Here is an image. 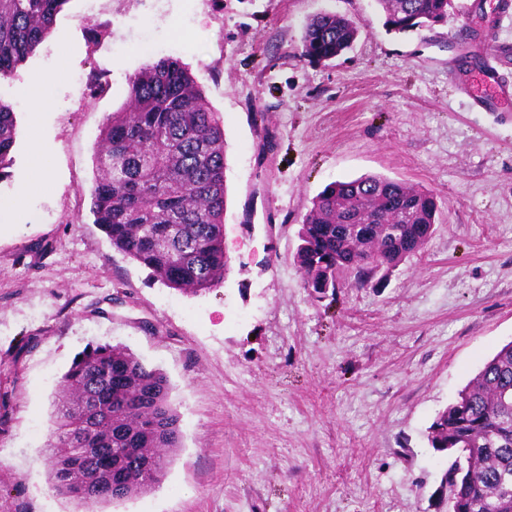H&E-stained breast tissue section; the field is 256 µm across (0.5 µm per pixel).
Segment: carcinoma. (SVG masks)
Wrapping results in <instances>:
<instances>
[{
    "label": "carcinoma",
    "instance_id": "obj_1",
    "mask_svg": "<svg viewBox=\"0 0 512 512\" xmlns=\"http://www.w3.org/2000/svg\"><path fill=\"white\" fill-rule=\"evenodd\" d=\"M68 0H0V78L54 30ZM390 31L448 21L453 0H377ZM357 24L314 16L304 56L329 61L356 41ZM125 105L107 118L95 150L91 213L112 246L166 286L192 294L219 288L224 247V129L188 68L148 60L127 78ZM17 113L0 100V173L12 163ZM434 194L369 174L327 185L299 225L294 262L304 286L361 287L422 251L437 230ZM164 372L121 345L91 346L74 359L54 400L44 452L51 489L92 508L158 486L181 448L180 416ZM431 444L456 453L449 498L464 512H512V342L440 411Z\"/></svg>",
    "mask_w": 512,
    "mask_h": 512
}]
</instances>
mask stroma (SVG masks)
I'll return each mask as SVG.
<instances>
[{"mask_svg":"<svg viewBox=\"0 0 512 512\" xmlns=\"http://www.w3.org/2000/svg\"><path fill=\"white\" fill-rule=\"evenodd\" d=\"M473 0L446 24L387 32L377 0H68L49 36L0 79L32 74L0 198L44 145L50 175L0 227V512H445L438 412L512 342V112L455 89ZM512 83V15L484 0ZM360 28L331 62L301 53L306 22ZM189 67L224 127L230 269L191 295L113 248L90 212L94 152L149 56ZM104 85L88 96L91 77ZM381 174L432 191L441 220L385 279L318 295L296 232L331 182ZM125 346L171 383L181 448L164 481L95 509L50 488L43 448L59 381L87 346ZM47 82L46 77L36 75L23 85L20 93L29 108L37 109L45 104V99L41 96L40 91Z\"/></svg>","mask_w":512,"mask_h":512,"instance_id":"stroma-1","label":"stroma"}]
</instances>
